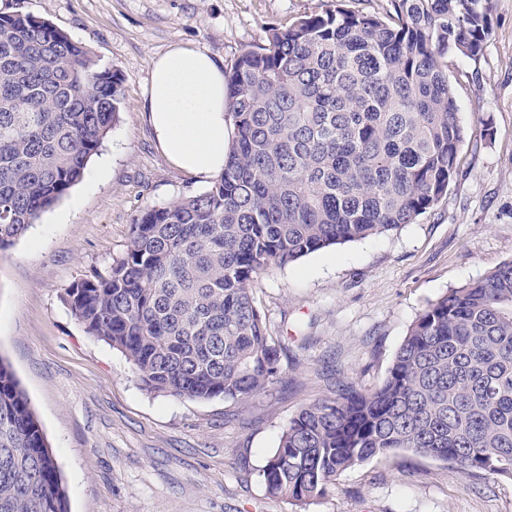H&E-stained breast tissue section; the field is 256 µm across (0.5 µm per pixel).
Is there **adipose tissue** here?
Listing matches in <instances>:
<instances>
[{
    "mask_svg": "<svg viewBox=\"0 0 512 512\" xmlns=\"http://www.w3.org/2000/svg\"><path fill=\"white\" fill-rule=\"evenodd\" d=\"M224 71L208 54L174 46L152 62L147 110L156 138L179 168L206 178L227 152Z\"/></svg>",
    "mask_w": 512,
    "mask_h": 512,
    "instance_id": "obj_1",
    "label": "adipose tissue"
}]
</instances>
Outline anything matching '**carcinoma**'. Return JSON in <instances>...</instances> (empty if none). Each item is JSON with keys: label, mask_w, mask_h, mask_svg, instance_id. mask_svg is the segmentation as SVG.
<instances>
[{"label": "carcinoma", "mask_w": 512, "mask_h": 512, "mask_svg": "<svg viewBox=\"0 0 512 512\" xmlns=\"http://www.w3.org/2000/svg\"><path fill=\"white\" fill-rule=\"evenodd\" d=\"M272 25L224 72L233 138L197 195L140 210L125 251L64 289L85 332L149 391L247 400L282 379L253 283L336 244L413 224L448 193L465 141L448 59L476 60L483 0H386ZM119 74L32 15H0V251L82 180L118 120ZM400 451L512 479V261L430 303L382 383L305 405L263 469L302 506ZM0 512H68L31 401L0 359Z\"/></svg>", "instance_id": "carcinoma-1"}]
</instances>
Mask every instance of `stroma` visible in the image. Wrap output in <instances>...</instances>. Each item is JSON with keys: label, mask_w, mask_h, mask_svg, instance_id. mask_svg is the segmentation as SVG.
Returning <instances> with one entry per match:
<instances>
[{"label": "stroma", "mask_w": 512, "mask_h": 512, "mask_svg": "<svg viewBox=\"0 0 512 512\" xmlns=\"http://www.w3.org/2000/svg\"><path fill=\"white\" fill-rule=\"evenodd\" d=\"M331 0H0V14L52 22L119 73L117 125L84 178L0 253V357L27 392L70 512H512V480L461 474L400 452L343 473L298 507L262 471L306 404L337 379L373 388L417 315L512 260V0H488L478 60L454 61L465 143L448 194L416 223L339 244L254 283L282 379L240 403L144 390L131 362L89 336L64 289L124 252L138 210L205 191L163 153L146 110L154 58L175 45L230 67L269 26Z\"/></svg>", "instance_id": "stroma-1"}]
</instances>
